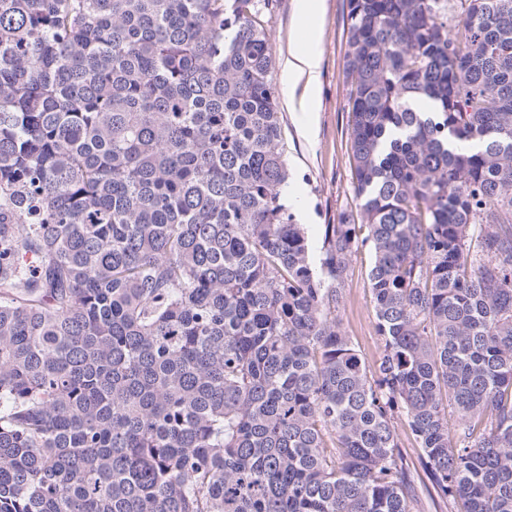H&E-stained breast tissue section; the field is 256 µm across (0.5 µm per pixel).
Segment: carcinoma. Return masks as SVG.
I'll return each instance as SVG.
<instances>
[{
    "mask_svg": "<svg viewBox=\"0 0 512 512\" xmlns=\"http://www.w3.org/2000/svg\"><path fill=\"white\" fill-rule=\"evenodd\" d=\"M461 2L347 0L366 235L316 262L268 4L0 0V512H413L398 419L512 512V0ZM372 262L373 252L370 247H359L350 264L344 300L336 312L341 330L350 338L362 359L369 364L378 359L382 352L368 276Z\"/></svg>",
    "mask_w": 512,
    "mask_h": 512,
    "instance_id": "cac0c4a2",
    "label": "carcinoma"
}]
</instances>
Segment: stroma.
<instances>
[{
    "instance_id": "stroma-1",
    "label": "stroma",
    "mask_w": 512,
    "mask_h": 512,
    "mask_svg": "<svg viewBox=\"0 0 512 512\" xmlns=\"http://www.w3.org/2000/svg\"><path fill=\"white\" fill-rule=\"evenodd\" d=\"M324 20L308 36L322 55L321 106L316 112L297 111L301 90L289 86L284 64L300 49L295 37L296 0H272L266 14V30L274 50L273 82L280 112L281 146L288 167L292 195L288 208L295 223L307 230L313 257H320L323 227L348 215L358 224L348 139L349 82L346 78V0H323ZM373 262L370 247L355 252L338 310L340 327L366 363L382 352L376 331L374 303L369 280Z\"/></svg>"
}]
</instances>
